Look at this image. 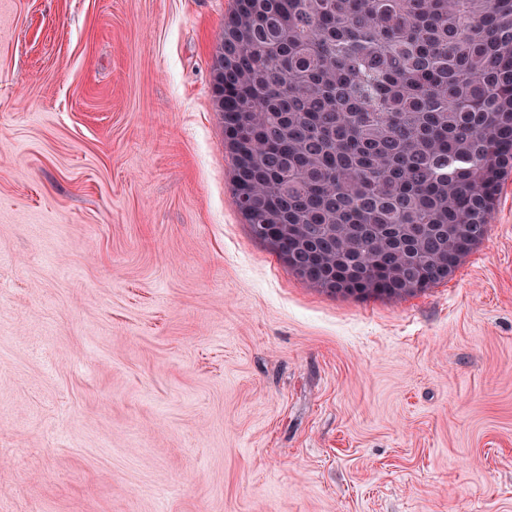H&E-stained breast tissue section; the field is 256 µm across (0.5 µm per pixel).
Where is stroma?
<instances>
[{
  "mask_svg": "<svg viewBox=\"0 0 512 512\" xmlns=\"http://www.w3.org/2000/svg\"><path fill=\"white\" fill-rule=\"evenodd\" d=\"M233 0H0V512H512V174L448 283L314 288L233 196Z\"/></svg>",
  "mask_w": 512,
  "mask_h": 512,
  "instance_id": "1",
  "label": "stroma"
}]
</instances>
